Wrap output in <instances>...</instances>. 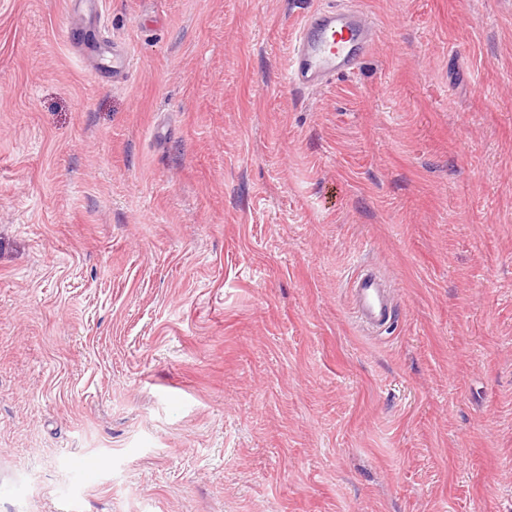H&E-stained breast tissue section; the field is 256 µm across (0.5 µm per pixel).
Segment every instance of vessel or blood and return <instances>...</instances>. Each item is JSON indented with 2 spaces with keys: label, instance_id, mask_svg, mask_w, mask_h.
<instances>
[{
  "label": "vessel or blood",
  "instance_id": "vessel-or-blood-1",
  "mask_svg": "<svg viewBox=\"0 0 512 512\" xmlns=\"http://www.w3.org/2000/svg\"><path fill=\"white\" fill-rule=\"evenodd\" d=\"M67 12L80 19L88 34L80 46L94 61L99 81L114 84L125 80L130 69L127 48L100 36L102 0H67ZM378 38V29L360 13L312 10L301 19L287 48L286 79L297 88L324 87L336 76L355 73ZM351 286L354 312L362 326L375 329L391 321L388 290L376 278L358 276Z\"/></svg>",
  "mask_w": 512,
  "mask_h": 512
}]
</instances>
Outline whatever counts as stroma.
Segmentation results:
<instances>
[{"instance_id":"obj_1","label":"stroma","mask_w":512,"mask_h":512,"mask_svg":"<svg viewBox=\"0 0 512 512\" xmlns=\"http://www.w3.org/2000/svg\"><path fill=\"white\" fill-rule=\"evenodd\" d=\"M65 10L0 0V512H512V0H104L116 86ZM357 12L314 9L298 24L286 52V79L297 88H321L354 74L379 39ZM351 288L354 313L362 326L375 329L391 321L393 310L388 289L376 278L357 275L351 282Z\"/></svg>"}]
</instances>
